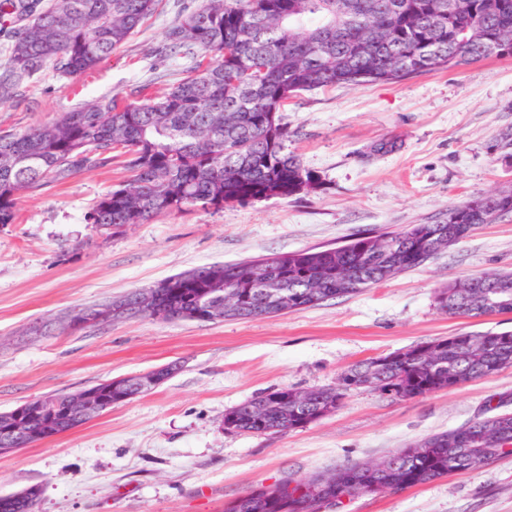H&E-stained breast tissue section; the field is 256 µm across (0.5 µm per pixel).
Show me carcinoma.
Returning a JSON list of instances; mask_svg holds the SVG:
<instances>
[{"instance_id":"cac0c4a2","label":"carcinoma","mask_w":512,"mask_h":512,"mask_svg":"<svg viewBox=\"0 0 512 512\" xmlns=\"http://www.w3.org/2000/svg\"><path fill=\"white\" fill-rule=\"evenodd\" d=\"M453 8H448V3ZM159 0H0V21L12 23L7 61L0 68V108L38 72L53 66L77 77L121 48ZM503 43L512 55V0H202L165 31L166 49L195 57L188 75L160 96L103 97L27 130L0 128V224L17 219L25 192L79 171L122 159L127 180L100 197L88 224L121 229L173 211L315 188L316 176L288 152V126L279 112L302 91L340 84L397 83L421 72L449 70L493 56ZM512 213L503 191L448 211L441 224L361 236L324 250L267 257L269 277L288 303L268 300L251 278L255 260L194 268L145 289L151 315L162 321L206 322L205 288L224 289L226 319L276 317L375 287L425 264L427 246L448 248L474 224ZM512 293V272L452 282L435 294L450 317L512 313V303L485 304L487 287ZM423 359L411 346L392 353L379 370L372 359L351 366L336 387L308 392L293 411L290 388L256 393L224 414V429L268 435L286 432L338 410L352 388L393 399L413 398L512 368V331L462 333L430 342ZM456 381L448 382V377ZM415 448H428L418 457ZM473 455L512 459V412L477 418L389 455L378 470L354 463L314 477L318 494L288 504L279 486L259 488L226 504L224 512H331L343 499L377 495L475 470ZM40 489L8 512H37Z\"/></svg>"}]
</instances>
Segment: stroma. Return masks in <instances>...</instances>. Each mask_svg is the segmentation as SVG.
Masks as SVG:
<instances>
[{
  "label": "stroma",
  "instance_id": "35a3bbf8",
  "mask_svg": "<svg viewBox=\"0 0 512 512\" xmlns=\"http://www.w3.org/2000/svg\"><path fill=\"white\" fill-rule=\"evenodd\" d=\"M199 0H162L123 47L75 78L46 71L0 108L26 130L103 96L163 94L194 60L164 32ZM289 152L315 190L190 208L113 232L86 223L121 181L120 163L23 194L0 225V412L25 400L177 362L151 393L60 436L0 455V497L41 490L40 512H224L263 486L377 462L409 444L512 412V368L407 400L367 387L332 415L257 436L224 428L225 413L269 388L336 386L356 362L460 333L512 330V313L442 314L438 288L512 271V215L474 225L423 266L321 305L221 322L124 319L63 333V310L152 287L194 267L344 245L360 235L438 224L464 202L512 190V55L399 83L336 85L289 100ZM392 141L393 151L380 152ZM336 512H512V459L381 495Z\"/></svg>",
  "mask_w": 512,
  "mask_h": 512
}]
</instances>
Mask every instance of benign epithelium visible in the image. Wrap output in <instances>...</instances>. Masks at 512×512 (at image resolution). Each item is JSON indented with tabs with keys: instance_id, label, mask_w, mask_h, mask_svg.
<instances>
[{
	"instance_id": "1",
	"label": "benign epithelium",
	"mask_w": 512,
	"mask_h": 512,
	"mask_svg": "<svg viewBox=\"0 0 512 512\" xmlns=\"http://www.w3.org/2000/svg\"><path fill=\"white\" fill-rule=\"evenodd\" d=\"M207 312L212 319L224 317V289L214 288L206 290L203 296ZM150 297L141 292L131 299L97 307L83 314L87 323H100L112 315L122 312L124 314L146 315L150 312L148 304ZM161 368H156L142 374L136 383H130L120 378L110 379L95 386L69 392L61 397L54 394L32 398L24 401L16 408L0 414V433L6 435L5 447L0 448V455L13 453L28 445L31 440L42 441L64 434L57 425V412L59 403L68 405L75 421L87 423L90 420L110 410L107 396L116 390L129 386L128 397H137L144 391H151L158 387L164 378L160 376Z\"/></svg>"
}]
</instances>
